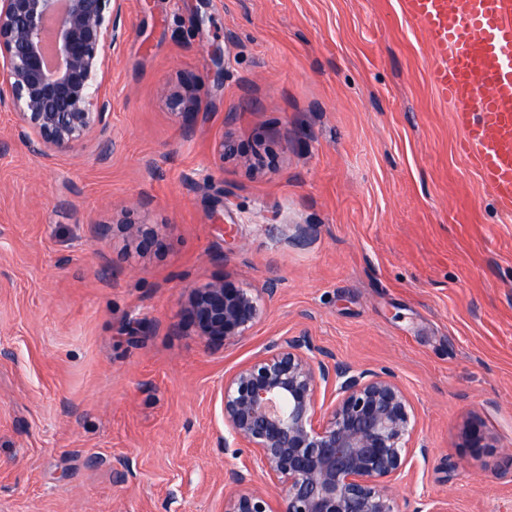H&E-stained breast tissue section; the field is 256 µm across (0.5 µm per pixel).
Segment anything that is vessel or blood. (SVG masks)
I'll return each instance as SVG.
<instances>
[{"label": "vessel or blood", "mask_w": 512, "mask_h": 512, "mask_svg": "<svg viewBox=\"0 0 512 512\" xmlns=\"http://www.w3.org/2000/svg\"><path fill=\"white\" fill-rule=\"evenodd\" d=\"M432 50V87L453 107L463 151L512 211V0H402Z\"/></svg>", "instance_id": "b4317fda"}]
</instances>
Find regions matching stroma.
<instances>
[{"instance_id": "stroma-1", "label": "stroma", "mask_w": 512, "mask_h": 512, "mask_svg": "<svg viewBox=\"0 0 512 512\" xmlns=\"http://www.w3.org/2000/svg\"><path fill=\"white\" fill-rule=\"evenodd\" d=\"M121 25L106 137L38 158L0 109V512H224V377L300 330L413 400L400 512H512V214L401 0H126ZM121 203L161 246L99 235ZM222 276L278 291L209 348L186 298ZM174 113L182 120L183 132L188 136L194 131L199 115V99L190 85L183 86L182 90L175 92L171 99Z\"/></svg>"}]
</instances>
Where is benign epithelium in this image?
<instances>
[{
	"label": "benign epithelium",
	"instance_id": "benign-epithelium-1",
	"mask_svg": "<svg viewBox=\"0 0 512 512\" xmlns=\"http://www.w3.org/2000/svg\"><path fill=\"white\" fill-rule=\"evenodd\" d=\"M123 0H0V109L17 120L19 139L38 157L77 150L105 132L112 107L98 78L105 51L119 38ZM183 132L193 133L199 99L190 85L171 99ZM116 224L144 244L153 225ZM277 291L221 277L187 295L186 313L209 347L232 345L259 321ZM224 432L235 455L253 467L233 469L235 491L224 512H399L387 483L397 480L418 446V423L406 390L389 371L359 370L315 346L307 333L282 336L224 379ZM281 489L279 499L254 477Z\"/></svg>",
	"mask_w": 512,
	"mask_h": 512
}]
</instances>
